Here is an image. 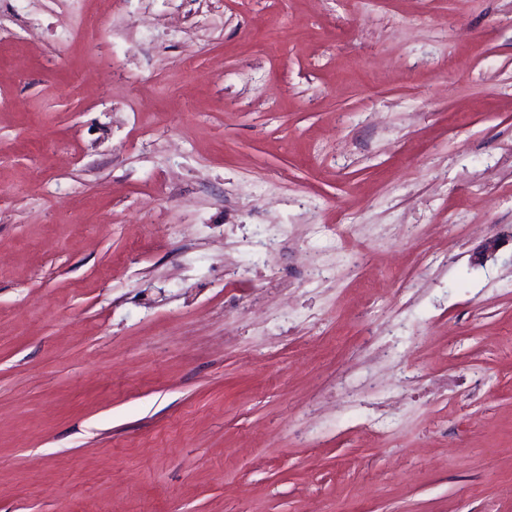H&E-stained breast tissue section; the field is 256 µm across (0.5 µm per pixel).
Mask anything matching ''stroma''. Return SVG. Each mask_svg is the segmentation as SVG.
<instances>
[{
    "instance_id": "obj_1",
    "label": "stroma",
    "mask_w": 512,
    "mask_h": 512,
    "mask_svg": "<svg viewBox=\"0 0 512 512\" xmlns=\"http://www.w3.org/2000/svg\"><path fill=\"white\" fill-rule=\"evenodd\" d=\"M0 512H512V0H0Z\"/></svg>"
}]
</instances>
